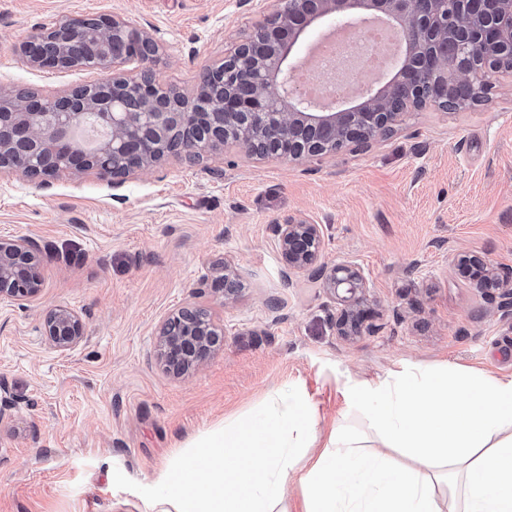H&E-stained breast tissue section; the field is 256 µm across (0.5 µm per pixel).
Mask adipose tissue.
<instances>
[{
  "label": "adipose tissue",
  "instance_id": "adipose-tissue-1",
  "mask_svg": "<svg viewBox=\"0 0 512 512\" xmlns=\"http://www.w3.org/2000/svg\"><path fill=\"white\" fill-rule=\"evenodd\" d=\"M348 397L366 411L372 443L336 428L299 469L319 439L316 413L279 394L260 420L192 442L146 490L145 512H279L291 481L302 512H512V376L420 369Z\"/></svg>",
  "mask_w": 512,
  "mask_h": 512
}]
</instances>
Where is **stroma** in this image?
I'll list each match as a JSON object with an SVG mask.
<instances>
[{"label":"stroma","mask_w":512,"mask_h":512,"mask_svg":"<svg viewBox=\"0 0 512 512\" xmlns=\"http://www.w3.org/2000/svg\"><path fill=\"white\" fill-rule=\"evenodd\" d=\"M261 0H0V90L45 97L110 81L108 69L33 67L21 46L64 18L118 14L151 29L162 87L192 93L260 18ZM321 225L324 260L360 266L374 333L336 334L333 299L284 266L271 227ZM0 237L39 248L43 286L0 304V512H142L147 484L184 447L299 392L318 428L367 433L349 386L448 366L512 376V320L454 265L512 268V79L460 112L412 111L386 139L306 162L245 155L233 142L177 156L119 186L95 172L47 183L0 169ZM238 275L232 300L202 280ZM278 310H271V303ZM193 304L224 345L185 375L156 354L162 323ZM76 311L73 349L44 334ZM44 332L56 348L71 349L83 338L84 323L73 310L57 306L46 313Z\"/></svg>","instance_id":"1"}]
</instances>
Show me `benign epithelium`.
<instances>
[{
  "label": "benign epithelium",
  "instance_id": "obj_1",
  "mask_svg": "<svg viewBox=\"0 0 512 512\" xmlns=\"http://www.w3.org/2000/svg\"><path fill=\"white\" fill-rule=\"evenodd\" d=\"M262 21L239 38L220 65L202 72L191 95L163 91L156 80L158 39L120 15L71 18L22 45L43 69H112V80L90 98L77 87L56 99L11 94L14 108L0 112V169L44 182L70 168L95 169L122 183L170 155L189 162L209 146L232 141L246 155L300 162L363 150L387 137L411 109L456 111L482 101L491 77L512 78V0H266ZM397 27L409 51L400 78L379 81L357 103L329 94L323 108L292 78L297 54L311 30L345 20L360 4ZM137 63L130 75L125 65ZM289 271L319 284L340 309L337 335L356 339L375 331L364 308L367 281L349 262L321 261L320 225L289 220L273 226ZM475 287L492 291L497 311L512 316V270L496 271L475 254L454 258ZM232 299L234 272L211 282ZM42 288L38 247L28 239L0 238V303L29 299ZM44 332L58 349L84 336L73 310L57 306L44 317ZM224 345V330L197 308H179L161 326L157 352L181 373Z\"/></svg>",
  "mask_w": 512,
  "mask_h": 512
}]
</instances>
